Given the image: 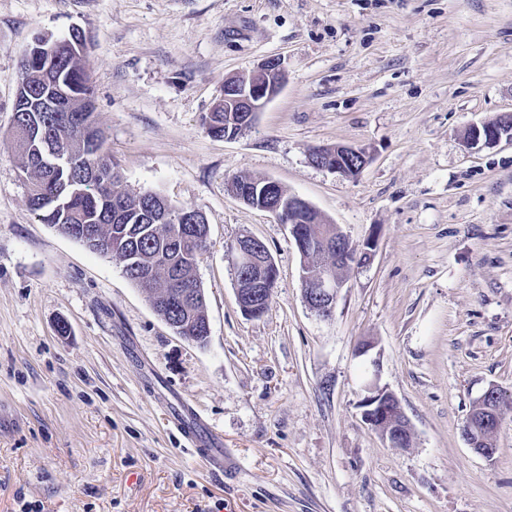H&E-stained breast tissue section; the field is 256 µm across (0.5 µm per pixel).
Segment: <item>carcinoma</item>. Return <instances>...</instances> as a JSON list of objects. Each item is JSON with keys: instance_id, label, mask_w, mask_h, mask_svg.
Instances as JSON below:
<instances>
[{"instance_id": "cac0c4a2", "label": "carcinoma", "mask_w": 512, "mask_h": 512, "mask_svg": "<svg viewBox=\"0 0 512 512\" xmlns=\"http://www.w3.org/2000/svg\"><path fill=\"white\" fill-rule=\"evenodd\" d=\"M81 42L83 36L74 29L60 40L52 54L20 64L18 87L24 95L35 92L47 72L71 94L73 101V111L55 113L46 133L52 141L70 144L71 166L35 167L27 158L28 151H18L22 172L35 178L38 185V190L28 193L29 210L41 223L79 242L82 237L78 227L84 224H92L111 237L112 258L122 264L126 277L146 294L157 315L178 329V335L203 346L208 339L205 292L196 277L202 253L174 239L175 225L163 222L158 215H146L159 193L148 189L117 190L121 174L106 149V136L94 103L88 51L80 49ZM85 127L94 129L98 139V153L88 157L79 153V138ZM91 167L112 170L110 185L83 182L82 173ZM127 256L157 264L153 282L142 280L135 269L127 266Z\"/></svg>"}]
</instances>
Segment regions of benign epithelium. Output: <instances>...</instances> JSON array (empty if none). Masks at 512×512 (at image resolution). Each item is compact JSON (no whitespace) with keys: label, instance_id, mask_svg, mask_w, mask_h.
<instances>
[{"label":"benign epithelium","instance_id":"benign-epithelium-1","mask_svg":"<svg viewBox=\"0 0 512 512\" xmlns=\"http://www.w3.org/2000/svg\"><path fill=\"white\" fill-rule=\"evenodd\" d=\"M286 80L285 69L278 58L262 61L252 71L248 79H230L224 83V138L234 139L253 125L257 114L261 112L281 91ZM19 111L30 113L28 128L37 133L50 112H68L64 99L52 85H44L42 94L29 99L20 106ZM512 137L499 125L484 123L469 130L468 139L472 143L483 142L487 145ZM70 150L65 145H55L47 153L34 152L33 163L38 166L56 167L68 163ZM312 164L325 168L344 177L354 178L369 163V155L362 149L338 144L331 147L327 155L316 149L310 156ZM280 184L266 178L247 186L232 188L234 195L248 206L273 214L281 224L289 225V233L306 252H318L327 248L330 234L325 229H317L310 236L292 223L288 217L289 207L310 206L304 198L293 194L283 199L277 194ZM163 220L181 225V229L203 249L207 246L208 235L204 234L196 218L182 211L166 209ZM375 244L366 240L361 248L353 246L341 230H336V266L347 268L358 261V256L371 257ZM234 269L237 270L236 292L240 309L248 316L259 317L266 312L269 304L267 294L276 285L278 269L269 251L261 246V240L250 235L239 236L232 248ZM304 299L308 307L323 318L332 316L338 292L343 279L333 274L331 268L323 267L317 271L304 268L302 273ZM376 391L373 399L365 402L363 416L376 428L391 445L397 444V437L409 427L408 420L401 407L394 405L392 392L386 388L372 386Z\"/></svg>","mask_w":512,"mask_h":512}]
</instances>
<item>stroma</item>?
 <instances>
[{
	"label": "stroma",
	"mask_w": 512,
	"mask_h": 512,
	"mask_svg": "<svg viewBox=\"0 0 512 512\" xmlns=\"http://www.w3.org/2000/svg\"><path fill=\"white\" fill-rule=\"evenodd\" d=\"M75 29L120 189L209 225L205 345L29 210L19 63ZM271 57L286 82L253 128L209 135L225 80ZM505 112L512 0H0V512H512V410L493 458L462 436L490 385L512 392V142H466ZM336 144L369 155L357 178L310 162ZM238 176L374 240L330 318L304 300L287 225L232 194ZM244 233L279 272L258 318L237 302ZM372 385L398 398L410 448L364 419ZM181 409L221 439L223 475L174 425Z\"/></svg>",
	"instance_id": "stroma-1"
}]
</instances>
